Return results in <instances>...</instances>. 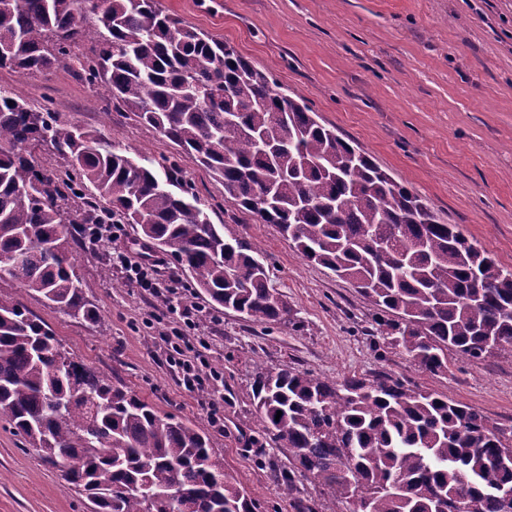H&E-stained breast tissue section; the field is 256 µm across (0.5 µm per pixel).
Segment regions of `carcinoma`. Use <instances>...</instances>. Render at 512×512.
I'll list each match as a JSON object with an SVG mask.
<instances>
[{
  "label": "carcinoma",
  "instance_id": "carcinoma-1",
  "mask_svg": "<svg viewBox=\"0 0 512 512\" xmlns=\"http://www.w3.org/2000/svg\"><path fill=\"white\" fill-rule=\"evenodd\" d=\"M90 45L72 65L71 49ZM70 68L105 107L132 112L274 224L300 257L356 285L375 310L380 360L423 372L448 355H512V270L440 221L359 147L322 126L234 47L167 14L159 0H14L0 8V69ZM61 162L47 167L40 153ZM174 157L122 149L0 86V270L18 291L97 324L77 270L83 224H132L189 287L245 321L297 326L260 251L210 218ZM52 328L0 293V420L60 466L93 512H256L212 438L73 362ZM254 443L288 451L274 481L296 512L306 480L321 512H504L512 428L446 393L380 371L330 380L285 365L251 385ZM281 417H276L277 412Z\"/></svg>",
  "mask_w": 512,
  "mask_h": 512
}]
</instances>
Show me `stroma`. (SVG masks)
<instances>
[{
	"instance_id": "1",
	"label": "stroma",
	"mask_w": 512,
	"mask_h": 512,
	"mask_svg": "<svg viewBox=\"0 0 512 512\" xmlns=\"http://www.w3.org/2000/svg\"><path fill=\"white\" fill-rule=\"evenodd\" d=\"M164 11L233 46L327 128L358 144L441 221L512 270V0H160ZM32 103L51 97L68 120L113 137L120 147L178 156L200 195L218 202L211 220L254 243L271 285L286 296L299 328L243 322L213 308L186 286L177 265L153 251L174 292L162 301L119 278L104 279L114 249L139 256L131 225L117 241H83L75 252L88 299L101 323L72 320L42 302L29 309L48 322L75 360L122 384L164 414L212 433L227 468L237 473L257 512H293L273 466L287 452L253 442L249 398L256 367L290 365L330 378L386 371L443 392L512 426V355L450 357L430 374L399 355L381 362L368 336L372 310L353 283L306 264L275 225L227 200L224 185L133 113H104L94 89L65 69L50 78L0 70ZM201 309L194 340L210 398L186 391L169 353L180 327L166 303ZM219 415L223 431L211 417ZM0 512H90L86 495L65 484L59 467L0 422Z\"/></svg>"
}]
</instances>
